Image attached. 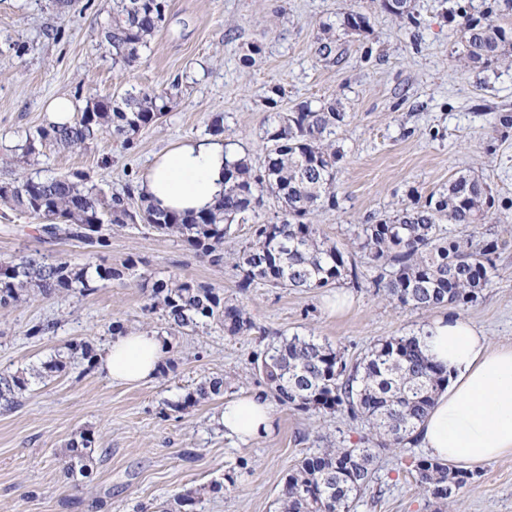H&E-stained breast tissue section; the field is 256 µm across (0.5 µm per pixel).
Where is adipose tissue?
Here are the masks:
<instances>
[{
    "mask_svg": "<svg viewBox=\"0 0 512 512\" xmlns=\"http://www.w3.org/2000/svg\"><path fill=\"white\" fill-rule=\"evenodd\" d=\"M235 152L223 141L189 140L165 151L149 168L139 192L156 207L177 213L212 207L224 195L227 161ZM425 353L448 371V384L416 430L419 447L448 462H491L512 453V346L455 316H441L421 336ZM165 337L150 331L113 336L97 362L115 382L138 383L158 374ZM221 423L242 443L269 432L270 404L252 393L225 401Z\"/></svg>",
    "mask_w": 512,
    "mask_h": 512,
    "instance_id": "adipose-tissue-1",
    "label": "adipose tissue"
}]
</instances>
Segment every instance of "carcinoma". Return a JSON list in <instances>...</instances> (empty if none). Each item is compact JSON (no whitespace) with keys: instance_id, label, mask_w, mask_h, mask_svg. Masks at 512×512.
Here are the masks:
<instances>
[{"instance_id":"obj_1","label":"carcinoma","mask_w":512,"mask_h":512,"mask_svg":"<svg viewBox=\"0 0 512 512\" xmlns=\"http://www.w3.org/2000/svg\"><path fill=\"white\" fill-rule=\"evenodd\" d=\"M169 0H117L112 22L101 43L112 52L116 66L129 67L150 49L165 20ZM459 22L458 60L469 67H487L512 53V27L491 18L475 17L463 7ZM171 96L165 90L140 89L121 100L93 98L64 125L42 126L27 137L24 154L36 144L77 150L103 135L126 145L141 128L160 119ZM346 113L330 102L317 109L308 102L291 112L276 113L264 131L268 153L264 168L253 170L246 158L230 163L224 197L197 213L164 212L151 205L131 210L124 197L108 194L73 172L52 179L17 177L0 183V200L13 202L29 215L42 218L41 232L54 239L76 240L91 248L109 246L107 228L143 223L150 229L176 235L198 256L213 264L224 260V243L233 239L234 226L253 221L252 241L239 252L246 293L255 283L275 288L315 290L347 277H357L347 254L325 237L309 216L336 206V163L340 150L332 136ZM280 204L276 221L260 220L263 194ZM495 199L489 186L461 174L425 204L414 203L375 224H362L358 239L368 263L379 274L372 287L402 306L417 309L463 307L491 283V255L498 241L487 238L450 240L440 221L483 224ZM136 266L129 258L122 268L92 267L72 260L48 261L31 254L0 261V305L53 292H92L101 280H120ZM151 308H158L174 329L206 328L212 324L229 336L253 328L243 303L224 298V290L172 276L156 280ZM254 365L276 402L298 411L342 414L367 423L369 435L359 448H323L304 457L285 477L276 512H351L353 502L373 482L375 449L403 447L415 442L414 433L436 396L448 382L443 369L425 354L419 336H391L377 340L355 362L326 341L313 336L283 337ZM28 388L23 375L0 377V405L11 409ZM224 390V379L197 384L183 404L185 410ZM90 438L82 435L67 445L68 472L84 471L90 460ZM474 472L448 466L432 457L414 465V479L423 493L441 506L455 497Z\"/></svg>"}]
</instances>
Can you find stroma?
I'll use <instances>...</instances> for the list:
<instances>
[{"label":"stroma","instance_id":"stroma-1","mask_svg":"<svg viewBox=\"0 0 512 512\" xmlns=\"http://www.w3.org/2000/svg\"><path fill=\"white\" fill-rule=\"evenodd\" d=\"M482 15L487 0H415L411 23L398 22L379 0H169L166 21L150 51L131 68L113 66L99 46L112 16V0H75L59 10L52 0H0V182L26 174L41 179L80 171L105 191L136 192L162 151L207 138L212 116L224 118V141L261 168L264 130L278 112L307 101L339 102L347 112L336 131L335 207L312 221L348 249L358 273L328 288L296 291L253 285L251 331L225 335L169 328L162 310L148 311L145 282L177 276L223 289L235 298L241 269L232 256L214 265L177 236L141 225L113 228L110 245L92 249L68 240L44 241L40 220L0 205V260L39 253L81 258L117 267L134 257V274L99 283L89 295L52 294L0 306V374L24 375L27 391L15 408L0 409V512H158L174 495L203 489L194 512H275L286 474L303 457L333 444L355 447L363 421L272 404L273 428L241 444L218 424L227 399L267 392L253 358L266 338L313 336L355 361L378 339L419 333L442 308L420 310L377 294L375 271L355 249L359 225L373 224L411 205L414 195L441 190L460 172L479 176L495 205L482 224H445L451 238L491 236L499 241L496 275L476 301L459 310L492 344H512V64L463 70L452 52L457 2ZM369 20L366 31L337 34L332 54L321 49L326 25L343 13ZM62 30L59 40L43 35ZM262 53L253 64L241 57L251 44ZM280 87L276 106L266 102ZM164 88L172 103L141 129L130 145L106 136L75 151L21 147L29 132L46 125L48 98L122 96L131 88ZM350 297L341 314L329 307L337 293ZM55 322L54 333L32 337L35 323ZM169 338L167 372L140 384H117L81 354L67 357L65 373L39 379L33 372L65 344L88 341L102 348L113 323ZM224 380V392L190 410L172 411L196 384ZM92 439L86 475L67 473L66 448L80 433ZM404 446L381 452L376 480L353 512H434L408 466L427 456ZM478 475L447 512H512V454L478 464ZM235 484L224 487L225 475Z\"/></svg>","mask_w":512,"mask_h":512}]
</instances>
